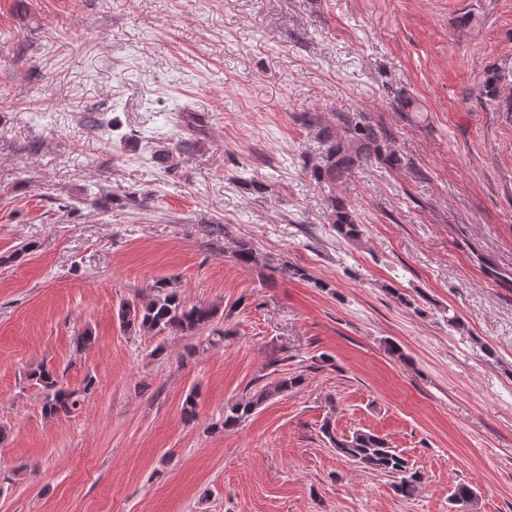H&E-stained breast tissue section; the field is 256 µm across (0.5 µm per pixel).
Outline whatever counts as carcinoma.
Here are the masks:
<instances>
[{
    "label": "carcinoma",
    "instance_id": "cac0c4a2",
    "mask_svg": "<svg viewBox=\"0 0 512 512\" xmlns=\"http://www.w3.org/2000/svg\"><path fill=\"white\" fill-rule=\"evenodd\" d=\"M478 93L489 103L512 112V67L488 70L479 83ZM344 131L349 137L342 140L327 126L318 130V136L324 143V151L310 170V177L317 184L331 188L344 183L363 154L368 157L373 155L390 167L396 166L400 161L395 152L384 149L383 138L374 127L361 126L347 119ZM329 200L337 235L348 241L359 239L363 234V225L358 221L356 211L333 194L329 195ZM232 254L244 268L268 266L267 257L251 241H233ZM223 318L224 310L220 305L205 302L189 304L164 279L150 284L144 299L123 302L118 310L120 326L129 333H168L194 337L209 329L215 335V338L208 339L212 346L224 341V331L213 328ZM27 378L41 390L42 415L50 420L75 413L93 386V379L89 378L83 388L71 389L57 373L43 366L28 372ZM303 381L302 373H284L255 387L245 398L224 407L221 427L227 430L240 426L262 404L300 386ZM323 433L338 455L366 471L392 478V489L398 496L411 499L419 491L424 475L392 448L385 438L363 430H357L348 437L337 438L330 421L324 425ZM448 501L451 512H457L460 508L479 512V495L470 484H456Z\"/></svg>",
    "mask_w": 512,
    "mask_h": 512
}]
</instances>
